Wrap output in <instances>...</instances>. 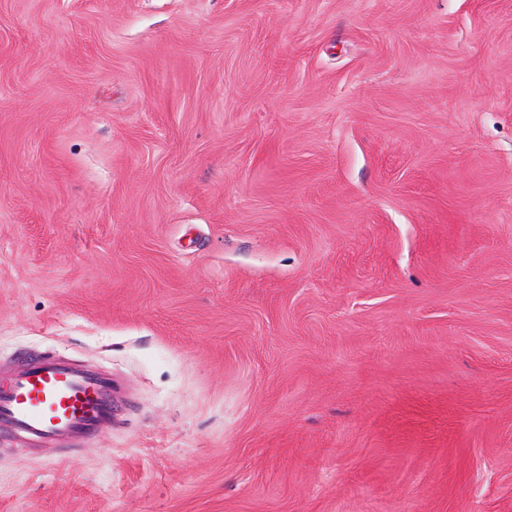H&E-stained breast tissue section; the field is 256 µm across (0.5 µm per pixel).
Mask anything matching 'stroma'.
<instances>
[{
  "label": "stroma",
  "instance_id": "1",
  "mask_svg": "<svg viewBox=\"0 0 512 512\" xmlns=\"http://www.w3.org/2000/svg\"><path fill=\"white\" fill-rule=\"evenodd\" d=\"M125 387L0 512H512V0H0V365Z\"/></svg>",
  "mask_w": 512,
  "mask_h": 512
}]
</instances>
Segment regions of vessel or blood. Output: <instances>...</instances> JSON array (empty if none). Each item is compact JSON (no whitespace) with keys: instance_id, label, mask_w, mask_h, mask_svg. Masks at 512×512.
I'll use <instances>...</instances> for the list:
<instances>
[{"instance_id":"obj_1","label":"vessel or blood","mask_w":512,"mask_h":512,"mask_svg":"<svg viewBox=\"0 0 512 512\" xmlns=\"http://www.w3.org/2000/svg\"><path fill=\"white\" fill-rule=\"evenodd\" d=\"M23 364L0 374V434L72 449L111 424L112 388L96 372L52 354Z\"/></svg>"}]
</instances>
